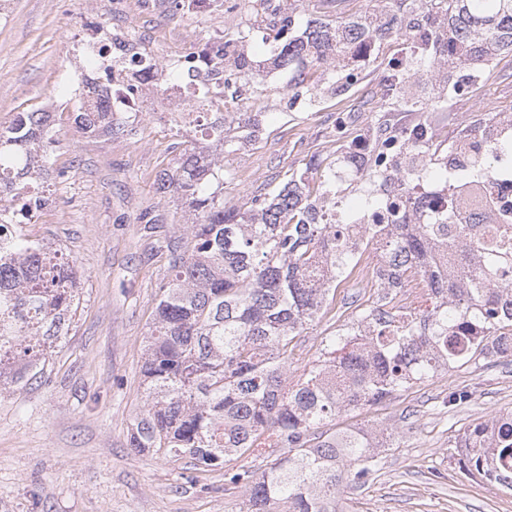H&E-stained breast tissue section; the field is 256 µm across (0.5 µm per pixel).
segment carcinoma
<instances>
[{"instance_id": "obj_1", "label": "carcinoma", "mask_w": 512, "mask_h": 512, "mask_svg": "<svg viewBox=\"0 0 512 512\" xmlns=\"http://www.w3.org/2000/svg\"><path fill=\"white\" fill-rule=\"evenodd\" d=\"M412 12L428 7L436 26L428 55L433 71L473 74L501 53L512 54V0H390ZM279 52L273 66L293 77L294 94L311 90V74L334 73L333 92L357 81L346 62L345 40L354 33L379 43L408 33L406 18L392 14L374 26L373 11L331 23L310 19L299 36L296 10L278 12L272 0H255ZM226 40L170 64L183 81L198 68L226 59ZM233 65L240 86H264L263 60L238 55ZM196 111L194 144L158 177V189L181 199L191 223L186 243L170 248L169 275L158 292L153 329L143 353L147 398L131 424L129 446L139 453L195 468L216 467L230 456L264 463L227 474L241 487L240 512H343L342 496L366 486L381 462L374 427L336 430V418L390 400L417 382L463 365L499 357L512 339V224H387L386 237L353 240L359 215L342 213L331 222L336 193L346 190L338 166L310 160L263 200L242 209L224 202V152L258 138L260 112H215L232 90L187 83ZM51 113L21 112L0 130V198L13 202L12 218H0V238L12 250L0 256V365L14 367L18 385L43 368L77 303L72 266L46 244L21 238L17 225L48 202L30 161L49 163ZM81 128L116 135L113 123L95 125L85 112ZM448 139L435 137L420 150L427 179L453 190L466 182L491 181L490 157L475 148L468 168L448 172L438 162ZM385 254L377 297L355 305L351 325L325 337L318 355L300 365L295 351L309 326L319 322L336 288L350 277L369 242ZM454 252L457 264L444 271L440 255ZM423 284L416 302L398 305L401 289ZM459 471L512 490V412L495 432L476 425L461 439Z\"/></svg>"}]
</instances>
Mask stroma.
I'll use <instances>...</instances> for the list:
<instances>
[{
	"instance_id": "stroma-1",
	"label": "stroma",
	"mask_w": 512,
	"mask_h": 512,
	"mask_svg": "<svg viewBox=\"0 0 512 512\" xmlns=\"http://www.w3.org/2000/svg\"><path fill=\"white\" fill-rule=\"evenodd\" d=\"M10 2L12 22L0 29V129L19 112L49 106L55 132L52 167L42 180L49 201L35 222L18 230L69 259L80 304L41 378L0 390V512H239L242 493L225 484L224 472L251 466L250 458L202 472L136 453L128 443L146 399L143 350L168 277V247L182 240L187 220L180 200L159 194L156 180L191 140L162 110L113 113L121 131L112 137L83 132L59 88L75 74L96 0ZM377 6V0H301L299 8L332 22ZM104 25L134 35L162 65L237 29L248 33L245 52L269 60L276 50L254 0H219L194 16L172 0H111ZM396 51L393 42L377 47L346 96L334 94L333 78L324 74L315 79L314 97L290 100L288 70L272 69L261 95L231 106L265 119L256 141L224 156L225 200L249 207L286 175L303 172L311 158L336 161L355 134L337 130L339 111L355 107L375 117L380 76ZM463 84L465 94L452 101L447 82L436 78L415 82L410 91L444 98L431 121L448 134L481 103L512 114L511 55L494 60L483 80ZM148 217L157 223L155 233L143 230ZM353 291L351 281L338 286L332 315L306 333L304 359L352 319ZM457 390L469 391V400L444 405ZM499 411H512V365L491 362L448 370L391 401L337 418L340 429L395 430L379 472L354 492L353 512H512V491L488 495L484 483L465 478L456 465V442Z\"/></svg>"
}]
</instances>
